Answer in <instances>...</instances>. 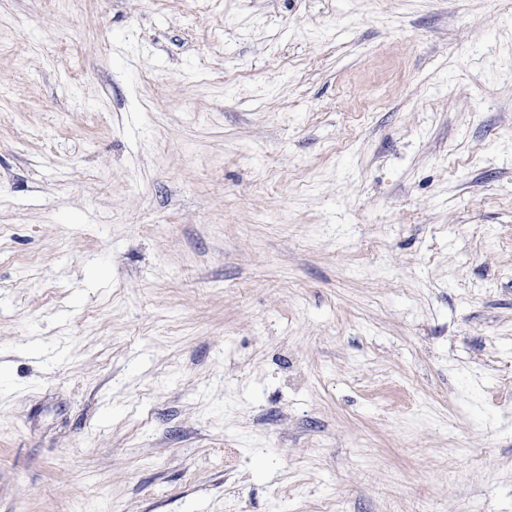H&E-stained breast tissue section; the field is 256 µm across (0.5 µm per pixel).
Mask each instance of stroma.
<instances>
[{"label":"stroma","instance_id":"stroma-1","mask_svg":"<svg viewBox=\"0 0 512 512\" xmlns=\"http://www.w3.org/2000/svg\"><path fill=\"white\" fill-rule=\"evenodd\" d=\"M0 512H512V0H0Z\"/></svg>","mask_w":512,"mask_h":512}]
</instances>
